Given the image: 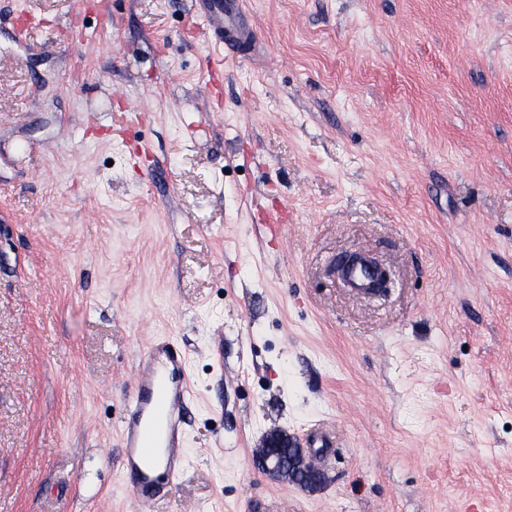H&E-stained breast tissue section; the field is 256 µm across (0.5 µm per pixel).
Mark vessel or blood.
<instances>
[{
    "instance_id": "1",
    "label": "vessel or blood",
    "mask_w": 512,
    "mask_h": 512,
    "mask_svg": "<svg viewBox=\"0 0 512 512\" xmlns=\"http://www.w3.org/2000/svg\"><path fill=\"white\" fill-rule=\"evenodd\" d=\"M197 15L234 56L245 45H256L253 29L244 24L239 0H194ZM354 291L363 293L374 282V271L359 263L347 272ZM190 397L185 358L169 340L153 339L142 352L132 377L122 417V462L130 481L131 499L146 506L173 492L184 458L182 413Z\"/></svg>"
}]
</instances>
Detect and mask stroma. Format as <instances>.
I'll use <instances>...</instances> for the list:
<instances>
[{
    "label": "stroma",
    "instance_id": "stroma-1",
    "mask_svg": "<svg viewBox=\"0 0 512 512\" xmlns=\"http://www.w3.org/2000/svg\"><path fill=\"white\" fill-rule=\"evenodd\" d=\"M240 2L215 92L193 0H0V512H134L156 337L191 396L145 512H512V0ZM274 431L332 437L321 487L256 469ZM347 281L354 291L364 293L374 282V271L369 265L358 263L348 270ZM190 397L185 358L153 339L141 353L122 417V462L131 499L146 506L172 493L182 468V413Z\"/></svg>",
    "mask_w": 512,
    "mask_h": 512
}]
</instances>
